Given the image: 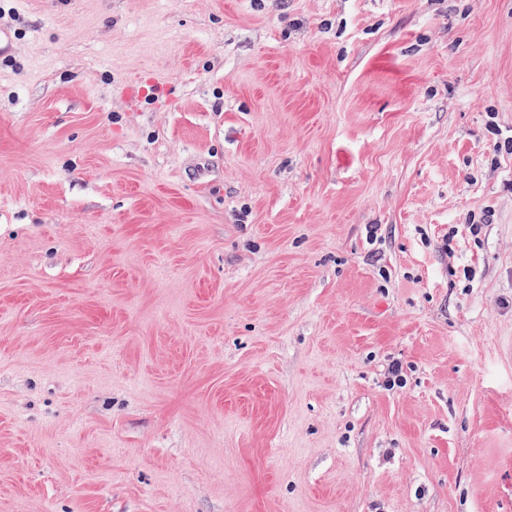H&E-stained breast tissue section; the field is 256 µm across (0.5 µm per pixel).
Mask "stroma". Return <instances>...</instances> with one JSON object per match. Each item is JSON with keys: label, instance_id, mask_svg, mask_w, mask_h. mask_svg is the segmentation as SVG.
Returning a JSON list of instances; mask_svg holds the SVG:
<instances>
[{"label": "stroma", "instance_id": "obj_1", "mask_svg": "<svg viewBox=\"0 0 512 512\" xmlns=\"http://www.w3.org/2000/svg\"><path fill=\"white\" fill-rule=\"evenodd\" d=\"M0 28V512H512V0Z\"/></svg>", "mask_w": 512, "mask_h": 512}]
</instances>
